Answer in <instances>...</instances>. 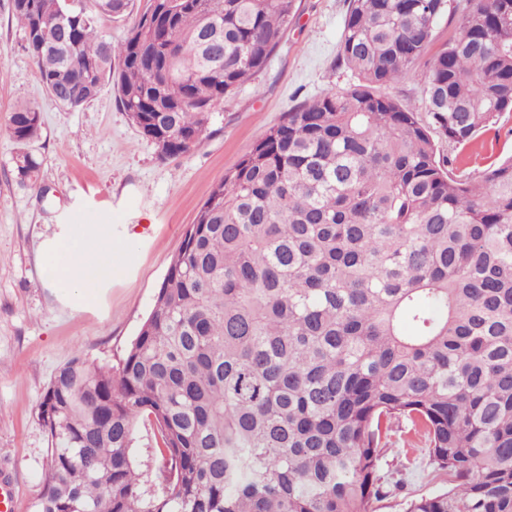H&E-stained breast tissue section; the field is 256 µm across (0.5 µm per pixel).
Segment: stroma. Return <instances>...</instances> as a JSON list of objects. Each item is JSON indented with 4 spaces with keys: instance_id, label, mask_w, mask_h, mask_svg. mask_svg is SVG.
Wrapping results in <instances>:
<instances>
[{
    "instance_id": "35a3bbf8",
    "label": "stroma",
    "mask_w": 512,
    "mask_h": 512,
    "mask_svg": "<svg viewBox=\"0 0 512 512\" xmlns=\"http://www.w3.org/2000/svg\"><path fill=\"white\" fill-rule=\"evenodd\" d=\"M346 11V0H296L266 68L225 98L188 153L165 159L130 122L111 85L79 109L58 106L24 47L12 0H0V471L11 479L16 512H30L48 477L49 439L38 411L54 372L76 355L118 368L212 185L288 108L356 83L352 71L336 64ZM455 30V23L440 21L427 57L385 92L431 127L440 158L474 174L489 160L512 156V112L466 146L433 129L423 73ZM21 103L42 115L39 137L26 146L42 162L34 185L15 171L18 146L8 132L10 112ZM77 220L111 225L117 235L128 224L135 231L128 275L91 309L68 303L43 272L42 243ZM381 476L386 496L378 512H402L406 500L440 486L424 443L400 429Z\"/></svg>"
}]
</instances>
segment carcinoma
<instances>
[{"label": "carcinoma", "instance_id": "carcinoma-1", "mask_svg": "<svg viewBox=\"0 0 512 512\" xmlns=\"http://www.w3.org/2000/svg\"><path fill=\"white\" fill-rule=\"evenodd\" d=\"M78 2L63 29V0H14L41 82L65 109L113 85L163 158L265 68L295 10ZM132 14L121 41L100 33ZM445 15L434 124L464 145L512 112V0H348L336 61L358 82L290 108L212 187L116 371L75 356L51 378L31 512H376L403 422L447 483L404 512H512V158L456 172L381 91ZM8 129L27 144L40 111L16 105ZM14 164L37 181L30 152ZM141 422L161 440L155 483L136 469Z\"/></svg>", "mask_w": 512, "mask_h": 512}]
</instances>
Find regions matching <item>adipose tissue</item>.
<instances>
[{
    "label": "adipose tissue",
    "mask_w": 512,
    "mask_h": 512,
    "mask_svg": "<svg viewBox=\"0 0 512 512\" xmlns=\"http://www.w3.org/2000/svg\"><path fill=\"white\" fill-rule=\"evenodd\" d=\"M42 261L50 286L83 309L93 308L104 288L122 280L131 267L125 241L108 224H65L47 239Z\"/></svg>",
    "instance_id": "1"
}]
</instances>
